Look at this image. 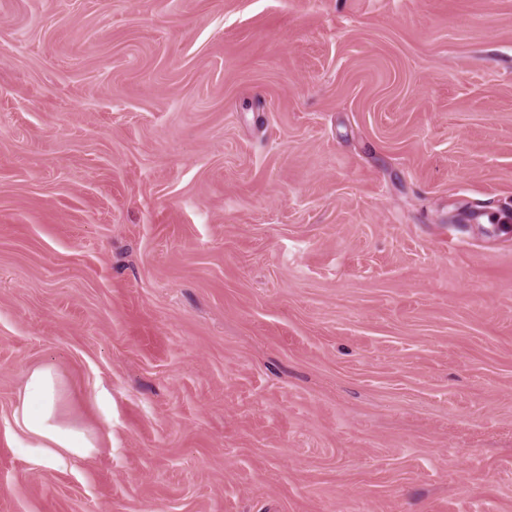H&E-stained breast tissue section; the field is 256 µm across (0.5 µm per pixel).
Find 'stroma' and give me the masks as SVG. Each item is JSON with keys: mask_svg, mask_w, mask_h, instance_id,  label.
Listing matches in <instances>:
<instances>
[{"mask_svg": "<svg viewBox=\"0 0 512 512\" xmlns=\"http://www.w3.org/2000/svg\"><path fill=\"white\" fill-rule=\"evenodd\" d=\"M0 512H512V0H0ZM62 394L63 381L52 366L31 367L13 412L15 437L25 443L33 462L56 470L67 469L98 447L93 432L60 417Z\"/></svg>", "mask_w": 512, "mask_h": 512, "instance_id": "35a3bbf8", "label": "stroma"}]
</instances>
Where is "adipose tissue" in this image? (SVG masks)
Listing matches in <instances>:
<instances>
[{
    "mask_svg": "<svg viewBox=\"0 0 512 512\" xmlns=\"http://www.w3.org/2000/svg\"><path fill=\"white\" fill-rule=\"evenodd\" d=\"M62 394L63 381L52 366L31 367L13 412L15 436L25 443L33 462L56 470L67 469L97 447L93 432L61 418Z\"/></svg>",
    "mask_w": 512,
    "mask_h": 512,
    "instance_id": "obj_1",
    "label": "adipose tissue"
}]
</instances>
